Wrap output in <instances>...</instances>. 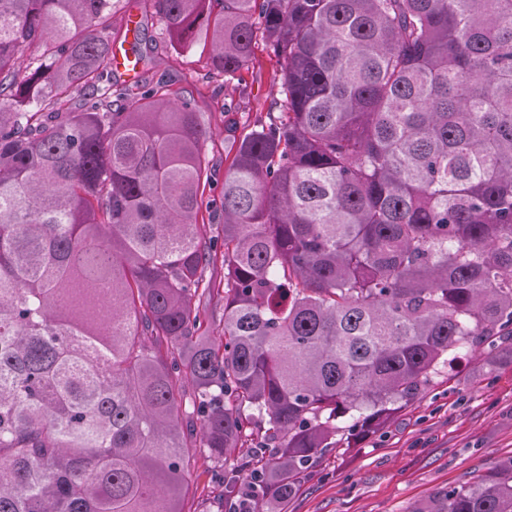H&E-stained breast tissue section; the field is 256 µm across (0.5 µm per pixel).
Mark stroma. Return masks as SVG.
<instances>
[{
	"instance_id": "1",
	"label": "stroma",
	"mask_w": 512,
	"mask_h": 512,
	"mask_svg": "<svg viewBox=\"0 0 512 512\" xmlns=\"http://www.w3.org/2000/svg\"><path fill=\"white\" fill-rule=\"evenodd\" d=\"M142 16L140 48L149 74L192 98L210 133L205 200L220 199L235 130L265 120L277 95L280 66L265 49L242 76L210 71L202 46L186 51L166 36L160 18L143 0H130ZM512 457V357L465 356L422 396L401 408L377 432L340 440L299 479L287 512H415L435 493L488 472ZM224 477L222 468L195 454L185 475L183 512H202Z\"/></svg>"
}]
</instances>
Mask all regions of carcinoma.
Segmentation results:
<instances>
[{"label":"carcinoma","mask_w":512,"mask_h":512,"mask_svg":"<svg viewBox=\"0 0 512 512\" xmlns=\"http://www.w3.org/2000/svg\"><path fill=\"white\" fill-rule=\"evenodd\" d=\"M120 2L0 0V512H181L192 450L246 443L223 504L245 474L282 509L338 436L512 339V0H152L215 74L280 64L219 247L209 132ZM416 512H512V457ZM133 60L134 57L126 50L116 47L112 51V57L109 63L110 67L114 69L112 70V83L114 84L113 91L116 88L121 87L125 80H133L138 75L139 68L133 64ZM119 71H121L127 78ZM196 305L206 316L208 322L212 325V328L218 327L219 322L224 317V293L219 295L214 294L210 298H202L200 301L197 300Z\"/></svg>","instance_id":"obj_1"}]
</instances>
